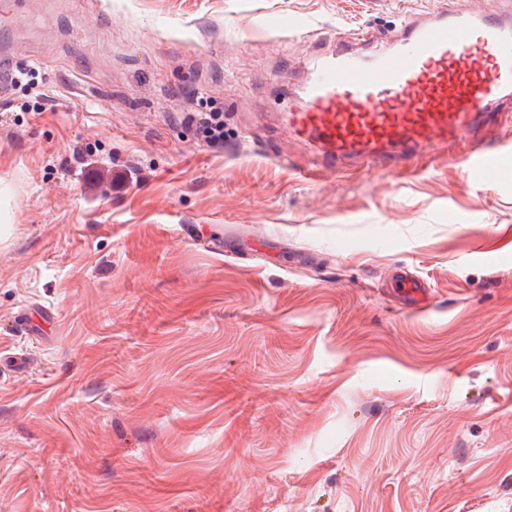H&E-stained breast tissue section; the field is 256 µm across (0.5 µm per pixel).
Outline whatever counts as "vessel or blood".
<instances>
[{
    "instance_id": "obj_1",
    "label": "vessel or blood",
    "mask_w": 512,
    "mask_h": 512,
    "mask_svg": "<svg viewBox=\"0 0 512 512\" xmlns=\"http://www.w3.org/2000/svg\"><path fill=\"white\" fill-rule=\"evenodd\" d=\"M403 49L365 58L350 49L324 58L302 88L306 106L290 127L315 143L324 169L346 162L410 166L427 142L475 134L512 96V18L473 19L464 7L408 21ZM479 176L499 164L481 147L466 158Z\"/></svg>"
}]
</instances>
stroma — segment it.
<instances>
[{"mask_svg":"<svg viewBox=\"0 0 512 512\" xmlns=\"http://www.w3.org/2000/svg\"><path fill=\"white\" fill-rule=\"evenodd\" d=\"M447 5L0 0V512H512V123L482 183L288 131ZM198 122L206 140L210 144L224 145V117L222 113H199Z\"/></svg>","mask_w":512,"mask_h":512,"instance_id":"obj_1","label":"stroma"}]
</instances>
